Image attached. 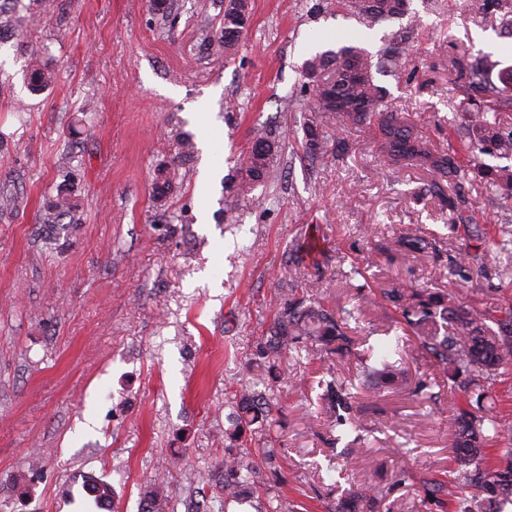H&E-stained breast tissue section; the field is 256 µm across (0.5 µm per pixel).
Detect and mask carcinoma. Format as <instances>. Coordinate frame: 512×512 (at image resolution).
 I'll return each mask as SVG.
<instances>
[{"mask_svg":"<svg viewBox=\"0 0 512 512\" xmlns=\"http://www.w3.org/2000/svg\"><path fill=\"white\" fill-rule=\"evenodd\" d=\"M336 10L355 19L367 29L390 19H402L410 13V0H334ZM473 19L487 20L495 16L507 34L512 35V0H468ZM242 27L236 17H224L217 49L232 56L239 38L233 30ZM385 47L377 55L354 45H343L315 54L303 64L306 74L303 87L312 98L304 117V154L311 161L333 157L338 160L349 152V143L338 136L331 140L318 132V123L334 120L336 127L368 124L374 127L376 144L385 167L398 173L416 167L428 173L427 191L437 197L448 210V223H475L472 204L461 196H451V187L462 175L472 174L483 180L495 196L512 198V126L503 125L500 115L512 111V89L494 83L489 71L495 62L488 55L455 59L452 68L465 80L462 88V111L450 125L448 138L455 145L453 152L438 150L420 133L402 112L388 106L387 90L377 76L401 78L402 64L398 47L405 40V31L397 30L383 37ZM351 112L334 110L330 98L319 92L321 84ZM280 148L265 128L254 131L251 149L240 167L238 193L247 199L254 188L265 182L271 163ZM504 161L484 163L475 152ZM72 189L62 186L57 198L43 215V222L54 224L62 215L77 211ZM375 248L409 260L417 254L440 258L445 246L419 230L408 228ZM506 244L485 239L474 252L463 259L485 268L511 255ZM381 294L400 310L403 324L429 355L437 373L449 377L466 398L473 390H482L500 369L512 366V307L495 318L496 327L488 325L487 311L461 305L455 297L426 288H405L395 283L381 289ZM305 345L321 359L355 354V339L349 334L348 322L325 305L307 289L300 295L284 298L279 311L267 328L266 335L250 353V379L240 386L230 401L227 417L230 427L224 429V462L219 488L224 501L238 500L258 490L270 492L284 483L281 455L276 448L256 449L249 445L255 438L271 435L283 428L285 407L271 402L268 391L281 380V364L293 349ZM380 365L369 366L360 361L361 385L379 391L393 388L405 381L403 368L388 361V352H378ZM319 400L324 411L335 416L336 424L345 425L353 412L351 386L331 380L326 383ZM512 441V424L502 423L489 414L475 415L458 407L452 432L453 480L423 481L428 499L439 502L457 494L465 498L463 512H496L499 498L512 497V448L505 449L493 460L491 443ZM86 494L103 512H113L115 491L106 480L90 477L85 481ZM145 512H169L170 501L164 482L154 481L143 493ZM384 497L374 485L351 489L340 497L331 512H381ZM264 512H295L288 498L275 494L267 500Z\"/></svg>","mask_w":512,"mask_h":512,"instance_id":"carcinoma-1","label":"carcinoma"}]
</instances>
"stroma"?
<instances>
[{
	"label": "stroma",
	"mask_w": 512,
	"mask_h": 512,
	"mask_svg": "<svg viewBox=\"0 0 512 512\" xmlns=\"http://www.w3.org/2000/svg\"><path fill=\"white\" fill-rule=\"evenodd\" d=\"M0 512H96L88 475L115 489L118 512H139L146 482L164 479L186 512L224 458L227 401L289 290L317 282L356 337L402 336L384 285L437 288L467 305L512 306V269L460 264L475 231L500 236L501 202L483 184L462 189L475 226L445 223L417 168L388 173L368 128L337 130L343 161L308 163L301 70L346 42L377 52L384 34L412 27L401 58L410 80L379 77L390 104L446 142L451 59L484 53L512 66V37L477 23L466 0H411V18L373 30L306 0H251L252 23L232 57L206 51L220 0H36L0 5ZM51 76L31 92L33 66ZM258 126L281 142L257 204L228 212L238 159ZM190 138L191 157L178 142ZM171 189L154 195L157 168ZM75 175L74 224L41 223L64 172ZM445 242L448 258L389 259L371 245L409 227ZM318 236L317 265L292 260ZM403 388L359 389L358 446L338 440L320 385L350 380L353 357L293 350L278 397L282 492L298 512H327L353 484H373L398 512H461L427 502L421 480L452 479L450 422L458 397L415 387L429 358L405 344ZM346 477H338V468Z\"/></svg>",
	"instance_id": "1"
}]
</instances>
